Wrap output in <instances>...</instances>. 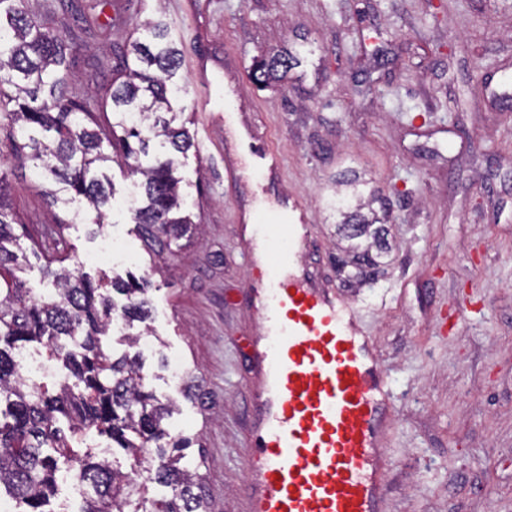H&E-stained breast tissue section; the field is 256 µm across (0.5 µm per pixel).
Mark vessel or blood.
<instances>
[{"mask_svg": "<svg viewBox=\"0 0 512 512\" xmlns=\"http://www.w3.org/2000/svg\"><path fill=\"white\" fill-rule=\"evenodd\" d=\"M277 174L272 148L226 161L225 180L244 168ZM253 306L264 333L253 344L259 444L248 459L246 512H382L383 447L394 395L355 307L298 266L309 246L306 209L278 216Z\"/></svg>", "mask_w": 512, "mask_h": 512, "instance_id": "b4317fda", "label": "vessel or blood"}]
</instances>
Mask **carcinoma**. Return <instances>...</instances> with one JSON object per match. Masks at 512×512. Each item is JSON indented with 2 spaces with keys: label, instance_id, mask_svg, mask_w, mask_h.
<instances>
[{
  "label": "carcinoma",
  "instance_id": "cac0c4a2",
  "mask_svg": "<svg viewBox=\"0 0 512 512\" xmlns=\"http://www.w3.org/2000/svg\"><path fill=\"white\" fill-rule=\"evenodd\" d=\"M24 0H0V120L8 121L10 154L25 156L41 170L40 192L54 206L102 230L114 187L111 163L122 161L142 181L132 222L146 253L164 261L172 245L191 240L197 225L182 213L177 155L192 139L186 124L174 125L171 83L181 52L167 40L168 28L147 23L154 41L135 39L124 55L120 81L110 99L114 120L100 122L65 94L67 45L28 12ZM312 53L307 49L261 60L254 74L264 83L278 81ZM160 140L165 152L150 166L141 157ZM357 189L355 205L346 206L337 225L347 242L337 258L344 282L356 288L379 273L387 253L388 229L375 217L359 178L343 181ZM11 183L0 172V491L16 500L21 512H50L59 481L69 476L89 486L80 512H212L199 493L197 473L185 450L198 437L172 434L165 422L178 409L153 392L143 374L141 334L123 336L127 350L118 354L109 338L112 320L128 324L150 314L151 281L119 273L94 278L70 267L65 231L69 223L45 225L31 247L15 234L9 203ZM40 263L51 294L32 298L22 274ZM28 344L43 346L68 373L51 393L25 377L18 363ZM107 436L112 447L131 460L124 471L91 449L77 446L93 435ZM170 489L161 500L147 496L146 482Z\"/></svg>",
  "mask_w": 512,
  "mask_h": 512
}]
</instances>
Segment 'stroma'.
Instances as JSON below:
<instances>
[{"mask_svg":"<svg viewBox=\"0 0 512 512\" xmlns=\"http://www.w3.org/2000/svg\"><path fill=\"white\" fill-rule=\"evenodd\" d=\"M70 49L69 97L110 116L106 98L130 36L160 21L182 53L175 111L193 147L181 192L200 237L163 272L150 271L131 220L134 178L113 167L102 235L65 236L76 267L126 270L153 282L150 329L163 347L143 373L178 400L167 423L200 435L194 463L217 512H243L253 437L251 344L242 213L248 188L224 182L228 127L267 134L282 159L277 192L301 196L308 264L360 311L397 396L387 433L384 512H512V0H25ZM308 61L281 82L252 78L262 58L298 45ZM230 71L235 112L200 111L194 62ZM19 223L65 218L38 191L32 161L0 162ZM353 171L386 199L390 252L376 280L342 288L336 267V179ZM202 377L205 404L182 398L160 358Z\"/></svg>","mask_w":512,"mask_h":512,"instance_id":"stroma-1","label":"stroma"}]
</instances>
